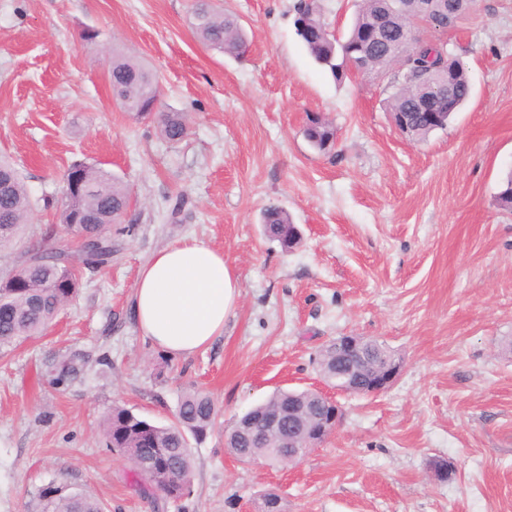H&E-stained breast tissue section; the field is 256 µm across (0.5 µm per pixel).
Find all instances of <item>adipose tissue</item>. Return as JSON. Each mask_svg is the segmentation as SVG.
<instances>
[{
    "label": "adipose tissue",
    "mask_w": 512,
    "mask_h": 512,
    "mask_svg": "<svg viewBox=\"0 0 512 512\" xmlns=\"http://www.w3.org/2000/svg\"><path fill=\"white\" fill-rule=\"evenodd\" d=\"M240 294L239 279L223 252L186 239L157 251L140 268L134 312L152 345L189 356L223 335Z\"/></svg>",
    "instance_id": "1"
}]
</instances>
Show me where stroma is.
Listing matches in <instances>:
<instances>
[{"label":"stroma","instance_id":"obj_1","mask_svg":"<svg viewBox=\"0 0 512 512\" xmlns=\"http://www.w3.org/2000/svg\"><path fill=\"white\" fill-rule=\"evenodd\" d=\"M294 2L220 0L247 32L236 58L200 44L193 0H0V155L33 204L0 271L45 243L72 162L131 190L111 264L0 353V512H42L52 483L104 512H258L269 491L285 512H512V212L496 201L512 171V0H475L444 34L472 97L423 141L391 125L389 79L339 83L311 59ZM116 50L159 75L164 108L189 118L183 141L115 102ZM310 113L335 127L330 153L306 141ZM272 204L300 231L292 250L263 234ZM188 238L223 251L241 297L223 336L172 356L142 336L134 289ZM344 334L384 341L394 384L335 394L340 425L301 461L238 463L225 428L276 389L325 390L316 354ZM73 358L81 371L59 379ZM190 390L218 412L190 442L192 491L143 493L103 419L121 404L166 425Z\"/></svg>","mask_w":512,"mask_h":512}]
</instances>
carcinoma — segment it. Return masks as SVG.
I'll return each mask as SVG.
<instances>
[{
    "mask_svg": "<svg viewBox=\"0 0 512 512\" xmlns=\"http://www.w3.org/2000/svg\"><path fill=\"white\" fill-rule=\"evenodd\" d=\"M296 34L310 57L327 69L338 81L348 77V62L370 57L371 69L376 72L395 70L388 111L407 112L413 119L408 136L426 140L436 128L420 108L428 97L436 98L437 109L448 111V87H453L456 108L469 100L472 86L463 63L441 45L433 53L429 41H412L417 20L428 18L438 27L448 26V13L442 11L440 0H404L396 9L391 0H359L350 31L345 37H335L322 18L318 0H296L293 5ZM193 29L205 47L230 56L244 53L246 32L233 14L224 12L216 0H195ZM113 95L121 107L136 118H150L161 135L178 143L187 135L185 115L171 110L151 112L159 100L158 76L142 63L122 54L112 55L108 71ZM305 137L319 153L331 151L336 132L323 117H308ZM127 186L112 172L99 166L75 161L64 175L58 223L66 234L79 243L77 255L67 244L28 251L24 260L0 274V348L40 335L57 317L59 311L77 294L84 271H97L112 260L115 243L112 224L123 216L129 206ZM498 205L512 210V172L506 174L497 194ZM32 205L28 191L16 169L0 160V249L9 247L20 235L28 220ZM291 219L280 207L271 205L262 215L265 234L285 248L299 243V236L288 239ZM396 354L377 340L365 345L364 376L378 371L380 365ZM316 363L325 382L335 376V352L332 345L324 346ZM289 391L278 389L257 404L245 416L263 418L278 413L288 403ZM308 414L312 429L328 425L330 414L325 398L316 390H296ZM216 415L210 396L202 391L186 392L178 406L175 421L167 426L156 425L128 408L115 405L104 419L107 447L128 457L136 472L144 477L150 488L170 499H180L191 492L193 468L187 434L203 436ZM227 451L243 464L264 460L280 463L304 456L308 449L292 452L277 438L267 443H243L227 432ZM44 512H103L102 504L81 492L68 491L51 484L41 492Z\"/></svg>",
    "mask_w": 512,
    "mask_h": 512,
    "instance_id": "obj_1",
    "label": "carcinoma"
}]
</instances>
